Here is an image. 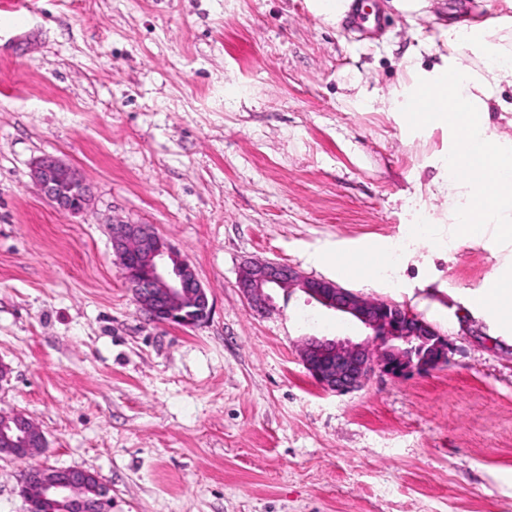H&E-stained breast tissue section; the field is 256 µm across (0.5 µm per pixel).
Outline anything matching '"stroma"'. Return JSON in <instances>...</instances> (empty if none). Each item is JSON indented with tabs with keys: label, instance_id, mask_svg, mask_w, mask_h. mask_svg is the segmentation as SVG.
Returning <instances> with one entry per match:
<instances>
[{
	"label": "stroma",
	"instance_id": "35a3bbf8",
	"mask_svg": "<svg viewBox=\"0 0 512 512\" xmlns=\"http://www.w3.org/2000/svg\"><path fill=\"white\" fill-rule=\"evenodd\" d=\"M378 8L364 40L307 0H31L0 22V410L46 437L0 456V512H25L19 474L42 466L98 474L111 512H512V318L489 304L512 241L456 240L429 190L447 137L368 103L433 23L512 7ZM44 155L82 172L83 214L38 192ZM117 222L191 262L205 324L148 320ZM400 240L388 276L337 277L336 258ZM266 260L408 308L450 363L324 391L304 338L370 332L297 289L256 310L238 280Z\"/></svg>",
	"mask_w": 512,
	"mask_h": 512
}]
</instances>
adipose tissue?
<instances>
[{"label":"adipose tissue","mask_w":512,"mask_h":512,"mask_svg":"<svg viewBox=\"0 0 512 512\" xmlns=\"http://www.w3.org/2000/svg\"><path fill=\"white\" fill-rule=\"evenodd\" d=\"M502 20H466L438 26L420 44L419 52L403 58L407 76L398 94L378 96L381 111L400 112L418 126L448 135V150L439 159L433 185L448 198V217L455 226L493 224L512 239V139L501 140L489 120L491 108L512 112L504 89L512 88V44ZM442 45L440 63L424 67L423 54ZM436 100L439 109L415 112L419 97ZM454 113H444L448 102Z\"/></svg>","instance_id":"1"}]
</instances>
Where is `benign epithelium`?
Instances as JSON below:
<instances>
[{
  "mask_svg": "<svg viewBox=\"0 0 512 512\" xmlns=\"http://www.w3.org/2000/svg\"><path fill=\"white\" fill-rule=\"evenodd\" d=\"M32 179L41 195L56 208L78 214L86 209L89 188L80 172L57 157L37 159ZM112 248L124 276L134 280L137 302L155 321L197 327L211 313L206 289L195 269L175 246L147 224L116 223L110 227ZM239 288L256 307L270 300L268 290L299 289L322 306L348 314L372 331L383 351L369 343L309 338L302 364L326 391L336 394L360 389L375 374L404 377L447 364V338L396 304L365 299L333 282L303 275L296 268L273 261L251 263L242 270ZM43 432L23 413L0 412V454L24 459L45 447ZM20 491L23 498L45 512H108L107 490L96 474L83 469L35 467Z\"/></svg>",
  "mask_w": 512,
  "mask_h": 512,
  "instance_id": "benign-epithelium-1",
  "label": "benign epithelium"
}]
</instances>
